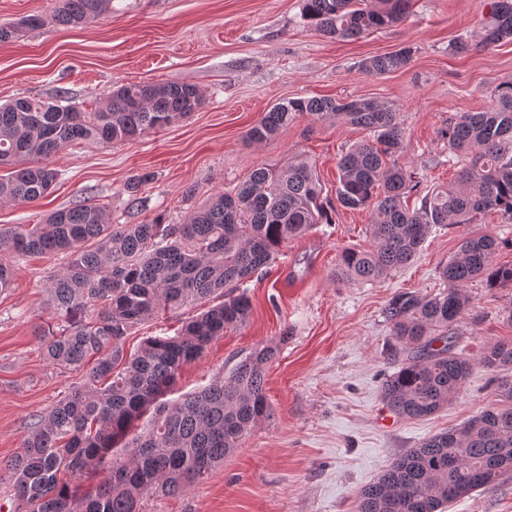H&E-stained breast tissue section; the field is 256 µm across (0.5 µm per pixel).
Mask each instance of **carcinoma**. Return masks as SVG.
<instances>
[{
	"label": "carcinoma",
	"instance_id": "carcinoma-1",
	"mask_svg": "<svg viewBox=\"0 0 512 512\" xmlns=\"http://www.w3.org/2000/svg\"><path fill=\"white\" fill-rule=\"evenodd\" d=\"M112 0H59L54 20L82 27L111 8ZM411 0H304L303 20L330 38H358L392 27ZM479 41H458L455 53L485 49L512 37V0H486ZM42 24L37 16L0 25V42ZM411 50L374 56L362 64L371 76L404 69ZM485 111L463 112L440 131L450 153L468 162L448 187L427 192L420 206L413 172L399 163L404 131L397 113L368 98L311 97L273 105L247 132L271 140L300 116L340 118L370 131L337 162L336 201L368 210L371 247L347 248L336 264L341 284L376 281L410 264L434 226L480 224L497 213L512 221V82L491 92ZM203 95L192 85L134 83L113 87L107 103L84 112L62 96L49 103L18 98L0 104V201L44 197L58 173L50 160L79 140H134L197 111ZM330 223L322 186L310 159L281 169L260 165L230 192H217L183 224L155 217L111 224L107 207L79 203L51 212L40 224L0 230V294L13 284L17 255L64 253L68 261L47 276L48 309L60 329L37 332L54 365L85 371L84 382L27 427L22 451L0 472L13 481L14 512H142L147 496H172L201 481L243 446L270 418L265 372L277 349L260 345L228 375L173 402L164 400L183 365L199 359L224 331L244 324L251 304L228 295L174 336L147 338L126 356L122 343L141 322L239 285L273 261L280 247L316 224ZM497 240L465 237L442 266V293H400L383 309L395 341L397 365L385 378L382 399L398 417L431 416L459 397L474 365L494 373L497 402L462 426L436 434L398 455L357 494L355 512H443L474 491L494 487L512 471V340L497 341L475 357L453 351L448 328L468 309L467 284L481 277L512 288V265H498ZM129 457L112 456L148 410ZM108 474L86 492L87 475Z\"/></svg>",
	"mask_w": 512,
	"mask_h": 512
}]
</instances>
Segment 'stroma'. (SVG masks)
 <instances>
[{
    "mask_svg": "<svg viewBox=\"0 0 512 512\" xmlns=\"http://www.w3.org/2000/svg\"><path fill=\"white\" fill-rule=\"evenodd\" d=\"M54 0H0V24L38 15L41 27L0 43V104L17 97L46 101L67 95L91 111L117 84H190L203 104L187 119L123 143L80 141L52 160L58 178L43 199L0 202V228L38 224L80 201L105 205L112 223L161 217L180 224L211 194L245 181L258 165L282 167L309 156L335 199L342 150L367 137L338 119L301 117L261 144L248 129L274 104L293 98L365 97L390 106L404 129L401 164L419 193L454 181L440 131L463 112L492 103L491 91L512 81V39L483 51L451 52L476 40L483 0H412L393 27L352 40L314 31L303 0H112V10L79 28L51 20ZM410 49L407 68L365 74L366 58ZM147 175L135 194L133 177ZM137 207H130V198ZM368 211L337 208L328 224L282 245L271 269L244 291L251 303L242 326L215 339L179 373L175 395L203 389L260 344L278 354L266 374L269 420L203 481L177 495L144 501L143 512H355L356 495L405 450L462 425L495 402L489 372L474 366L463 393L438 413L399 418L381 388L396 366L395 342L383 317L399 293L434 295L445 287L440 267L461 238L499 240L496 263L512 264V223L436 227L406 268L365 284L337 286L336 259L370 246ZM65 256L15 258L12 288L0 294V461L21 451L28 425L82 380L43 355L35 336L46 322V273ZM471 304L451 328L458 349L473 356L486 344L512 339L506 308L512 295L484 280L466 288ZM202 304H188L134 327L124 342L136 350L150 336L176 335ZM445 512H512V475L498 486L449 503Z\"/></svg>",
    "mask_w": 512,
    "mask_h": 512,
    "instance_id": "stroma-1",
    "label": "stroma"
}]
</instances>
